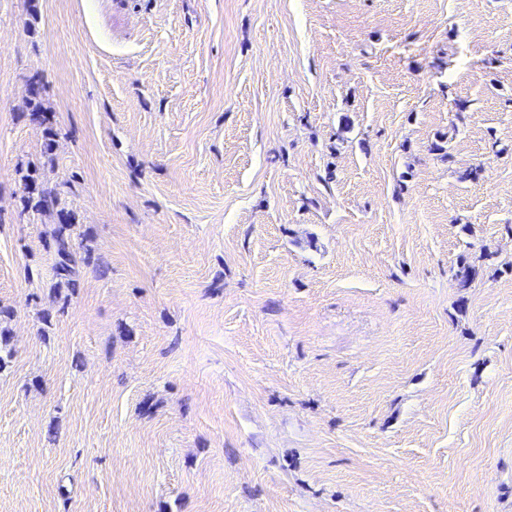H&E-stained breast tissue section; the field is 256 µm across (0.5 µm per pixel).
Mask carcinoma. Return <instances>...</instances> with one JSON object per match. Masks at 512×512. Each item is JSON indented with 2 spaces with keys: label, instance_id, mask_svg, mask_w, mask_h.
Instances as JSON below:
<instances>
[{
  "label": "carcinoma",
  "instance_id": "obj_1",
  "mask_svg": "<svg viewBox=\"0 0 512 512\" xmlns=\"http://www.w3.org/2000/svg\"><path fill=\"white\" fill-rule=\"evenodd\" d=\"M28 112L32 123L43 126L52 124L51 112L35 90L31 92ZM21 181L25 192L26 208L36 212L48 211L52 206L57 208L59 229L55 236L54 271L58 284L73 288L79 263L86 262V259L77 256L76 249L73 247L75 217L70 212L59 208L62 203L60 186L57 184L52 186L40 179L36 168L26 169V173L21 176Z\"/></svg>",
  "mask_w": 512,
  "mask_h": 512
}]
</instances>
